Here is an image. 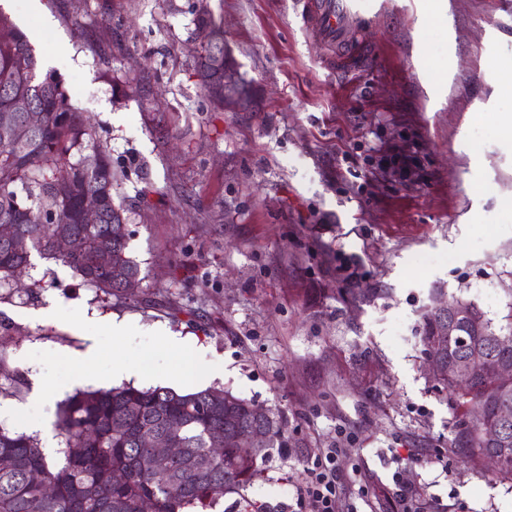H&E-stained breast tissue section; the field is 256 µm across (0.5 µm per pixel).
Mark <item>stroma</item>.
I'll list each match as a JSON object with an SVG mask.
<instances>
[{
	"label": "stroma",
	"instance_id": "obj_1",
	"mask_svg": "<svg viewBox=\"0 0 512 512\" xmlns=\"http://www.w3.org/2000/svg\"><path fill=\"white\" fill-rule=\"evenodd\" d=\"M355 65L312 41L300 0H0L122 171L123 297L33 257L0 288V423L45 424L59 402L118 385L224 388L279 408L298 445L222 512H290L311 456L340 449L336 512H512V480L484 481L448 449L452 399L422 366L421 313L436 289L512 311V0H354ZM224 29L245 107L220 111L196 74L201 9ZM452 81H445V74ZM136 92L125 96L126 85ZM392 152L413 177L382 167ZM143 326L119 338L111 321ZM184 341L164 351L151 327ZM97 344L88 377L71 355ZM51 398L33 403L39 381Z\"/></svg>",
	"mask_w": 512,
	"mask_h": 512
}]
</instances>
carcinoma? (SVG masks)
Instances as JSON below:
<instances>
[{
  "mask_svg": "<svg viewBox=\"0 0 512 512\" xmlns=\"http://www.w3.org/2000/svg\"><path fill=\"white\" fill-rule=\"evenodd\" d=\"M0 225L11 224L25 243L0 236V288L9 285L18 266L31 265L33 254L54 259L72 268L83 282L106 296H120L140 267L128 253V210L115 202L119 176L112 168L108 142L86 124L72 104L63 82L53 70L42 71L28 36L0 10ZM202 53L196 70L209 101L224 108V97L213 91L216 76L224 72V29L207 12L198 18ZM39 121L23 141L9 136L3 117L25 124L31 115ZM99 203V223L80 220L85 199ZM52 215L56 223H43ZM60 237L81 241L76 252H61ZM108 255L111 263L98 265ZM420 342L423 353L448 362L449 355H463L467 345L448 351L438 328L422 316ZM435 387L456 397L462 418L482 406L485 422H495L512 408V375L480 377L464 387L448 378ZM207 388L179 392L169 387L138 389L118 386L79 391L59 403L56 428L61 437L55 455L39 440L0 426V512H210L224 495H239L258 476L257 461L276 448L293 447L283 415L253 411L254 402L233 392L216 396ZM266 436L254 453L228 447L220 456L211 452L212 438L224 432ZM167 434L181 449L166 469L151 464L152 449L142 447L146 435ZM483 479H512V457L497 469L483 468L480 460L482 428L455 433L449 448L460 447ZM122 470L126 480L116 483L112 474ZM39 472L51 488L47 493L31 481Z\"/></svg>",
  "mask_w": 512,
  "mask_h": 512,
  "instance_id": "cac0c4a2",
  "label": "carcinoma"
}]
</instances>
